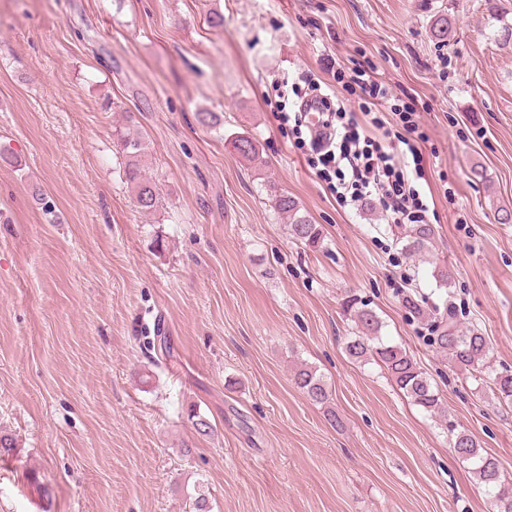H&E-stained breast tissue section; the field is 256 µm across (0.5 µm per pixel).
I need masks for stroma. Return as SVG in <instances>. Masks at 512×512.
Listing matches in <instances>:
<instances>
[{
	"instance_id": "obj_1",
	"label": "stroma",
	"mask_w": 512,
	"mask_h": 512,
	"mask_svg": "<svg viewBox=\"0 0 512 512\" xmlns=\"http://www.w3.org/2000/svg\"><path fill=\"white\" fill-rule=\"evenodd\" d=\"M507 23L512 0H0V512H192L201 488L213 512H493L447 429L347 354L342 303L370 302L512 477V404L403 304L414 289L440 302L432 271L448 267L459 322L512 373ZM339 67L371 69L421 115L432 264L395 246L378 205L341 208L275 116L281 81ZM127 116L160 193L150 214L123 178ZM234 133L265 168L233 154ZM268 178L322 248L292 242ZM301 362L330 407L294 384Z\"/></svg>"
}]
</instances>
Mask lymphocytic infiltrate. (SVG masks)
I'll return each instance as SVG.
<instances>
[{"label": "lymphocytic infiltrate", "instance_id": "1", "mask_svg": "<svg viewBox=\"0 0 512 512\" xmlns=\"http://www.w3.org/2000/svg\"><path fill=\"white\" fill-rule=\"evenodd\" d=\"M335 79L333 88L308 76L292 83L290 91L299 103L312 98L322 109L278 115L280 121L291 124L309 167L341 207L356 210L374 202L388 223H427L430 205L418 182L426 173L420 145L428 137L415 108L404 106L397 113V123H390L378 115L392 95L388 83L373 79L363 69L349 75L336 72ZM339 88L357 97L358 111L334 102Z\"/></svg>", "mask_w": 512, "mask_h": 512}]
</instances>
